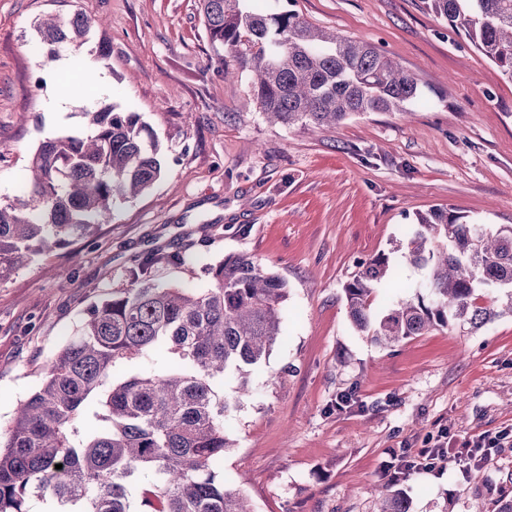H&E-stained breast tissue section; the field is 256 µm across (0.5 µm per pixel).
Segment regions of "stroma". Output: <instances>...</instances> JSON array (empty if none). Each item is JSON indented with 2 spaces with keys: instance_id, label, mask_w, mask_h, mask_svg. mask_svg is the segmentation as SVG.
Wrapping results in <instances>:
<instances>
[{
  "instance_id": "stroma-1",
  "label": "stroma",
  "mask_w": 512,
  "mask_h": 512,
  "mask_svg": "<svg viewBox=\"0 0 512 512\" xmlns=\"http://www.w3.org/2000/svg\"><path fill=\"white\" fill-rule=\"evenodd\" d=\"M198 5L0 0V200L20 195L41 143L90 134L87 111L104 107L137 113L163 166L148 191L115 199L111 223L0 282V430L92 305L126 287L135 256L178 254L153 282L199 288L209 267L246 252L288 285L284 334L224 418V481L254 512H375L383 461L417 460L443 433L456 447L507 439L483 490L452 463L410 475V512H468L478 491L512 498V317L382 348L351 328L343 290L387 252L400 283L416 286L420 271L392 248L431 207L512 224V82L424 0H271L375 46L421 89L407 117L354 114L325 132L272 125L250 74L228 81L209 66ZM76 13L94 22L79 53L42 41L41 19Z\"/></svg>"
}]
</instances>
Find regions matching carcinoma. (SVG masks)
<instances>
[{"instance_id": "carcinoma-1", "label": "carcinoma", "mask_w": 512, "mask_h": 512, "mask_svg": "<svg viewBox=\"0 0 512 512\" xmlns=\"http://www.w3.org/2000/svg\"><path fill=\"white\" fill-rule=\"evenodd\" d=\"M200 3L210 60L226 78L252 73V95L272 124L328 130L352 114H408L420 97L414 74L370 44L319 31L291 11H268L260 0ZM426 4L512 82V0ZM88 27L79 14L38 24L44 42L74 51ZM89 124L85 137L44 142L27 193L0 201V282L32 256L109 223L114 198L136 196L161 177L158 142L145 140L136 113L99 110ZM393 251L422 271L414 294L374 310L378 285L393 278L384 253L344 286L351 326L377 346L512 317V224L431 208ZM169 259L154 250L135 258L128 286L93 307L18 406L0 435V512H254L224 484V414L249 394V371L283 336L287 283L253 256L233 253L208 269L207 288H161L150 273ZM160 352L175 363L114 376L117 364ZM230 374L240 379L226 396ZM398 484L387 479L378 512H410ZM471 512H512V499L490 511L479 494Z\"/></svg>"}]
</instances>
